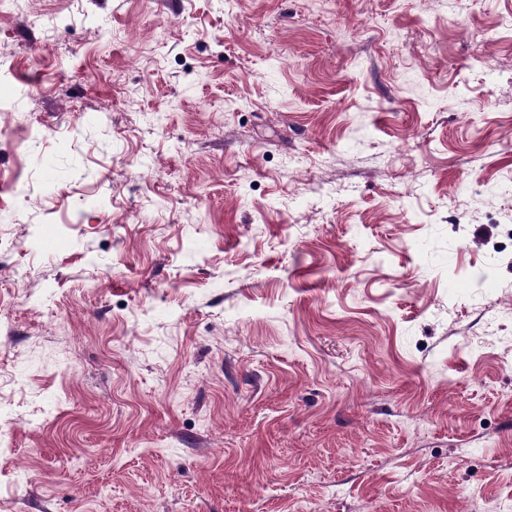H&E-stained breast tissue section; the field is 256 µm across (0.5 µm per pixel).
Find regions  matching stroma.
Masks as SVG:
<instances>
[{"mask_svg": "<svg viewBox=\"0 0 512 512\" xmlns=\"http://www.w3.org/2000/svg\"><path fill=\"white\" fill-rule=\"evenodd\" d=\"M512 0H0V512L512 500Z\"/></svg>", "mask_w": 512, "mask_h": 512, "instance_id": "35a3bbf8", "label": "stroma"}]
</instances>
